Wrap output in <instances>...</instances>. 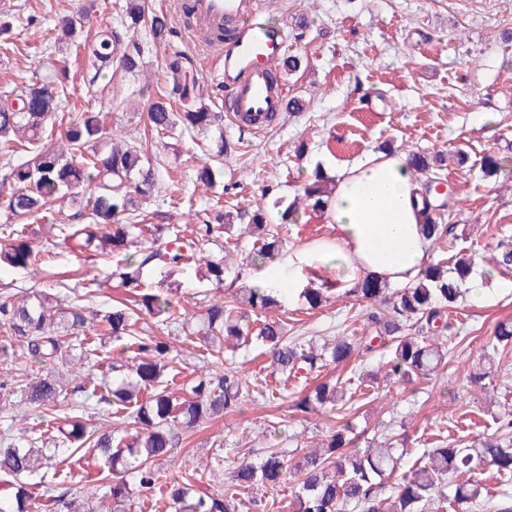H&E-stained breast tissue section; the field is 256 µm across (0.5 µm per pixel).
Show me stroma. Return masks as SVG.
I'll list each match as a JSON object with an SVG mask.
<instances>
[{
    "instance_id": "35a3bbf8",
    "label": "stroma",
    "mask_w": 512,
    "mask_h": 512,
    "mask_svg": "<svg viewBox=\"0 0 512 512\" xmlns=\"http://www.w3.org/2000/svg\"><path fill=\"white\" fill-rule=\"evenodd\" d=\"M26 0H6L16 22L10 34L13 52L0 54V83L11 81L23 89L33 70L49 75L41 63L42 49L53 43L62 17L74 20L78 42L65 46L70 81L59 108V120L79 108L101 112L113 136L127 142L151 140L146 111L127 104L132 91L147 87L149 93L168 89L165 62L172 51L189 52V75L209 92V104L223 107L224 94L207 78L201 63L206 45L192 35L173 0H149L152 12L167 14L175 31L168 44L145 52L139 77L111 69L95 73L93 61L81 48L112 22L113 0H45L36 11ZM269 22L288 35V49L302 58L300 71L286 78V98H298L299 112H281L268 129L241 130L231 122L221 129L191 135L173 130L156 146L166 171L158 175L152 195L142 209L151 224H171L182 235H191L194 224L186 212L193 209L214 217L222 210H273L275 201L290 203L302 191L307 170L319 157H327L338 171L388 145L400 151L444 155L443 173L453 187L450 207L457 247L489 259L499 237L512 236V0H271ZM97 74L88 85L89 74ZM491 122H484V115ZM224 136L236 149L222 164L224 173L212 190H196L194 171L180 160L187 149L206 157L214 136ZM469 155L468 166H459L456 150ZM489 153L505 160L504 170L486 178L480 171ZM71 209L56 202L44 223L28 230L43 253L44 283L64 278L70 270L84 268L95 277L96 305L111 306L127 299L125 289L109 280L113 261H85L65 248L47 225L66 224ZM280 233L286 248L277 260L287 264L288 253L333 233L322 214L304 213L296 224H284ZM251 237L232 230L224 246V283L203 280L195 268L180 270L174 286L161 282L159 272L145 274L149 286L167 296L176 320L169 342L171 356L182 372L171 392L194 378L210 356L191 342L179 321L200 316L206 301H221L238 288L252 286L258 271L251 265ZM483 305L466 302L458 313L464 336L448 355V366L430 380L396 386L363 404L352 418L360 444L376 433L401 436L412 450L434 447L441 441L471 443L494 432L499 418L512 413V350L495 356L484 388L468 384L471 365L496 323L512 317V293L499 294L487 286ZM284 308L289 336L362 335L364 306L330 295L318 309H308L294 298ZM297 380L279 398L247 400L222 418L203 422L188 434L170 458L160 460L167 475L199 479L200 489L220 488L242 463L237 448H309L320 441L329 426L323 415H305L292 405L305 388Z\"/></svg>"
}]
</instances>
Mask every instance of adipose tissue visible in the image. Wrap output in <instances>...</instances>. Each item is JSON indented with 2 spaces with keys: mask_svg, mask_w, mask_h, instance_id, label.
<instances>
[{
  "mask_svg": "<svg viewBox=\"0 0 512 512\" xmlns=\"http://www.w3.org/2000/svg\"><path fill=\"white\" fill-rule=\"evenodd\" d=\"M422 192L406 153H369L341 171L331 188L325 219L334 236L290 253L287 268L263 264L257 287L298 293L317 286L326 269L347 288L366 278L409 283L430 260Z\"/></svg>",
  "mask_w": 512,
  "mask_h": 512,
  "instance_id": "obj_1",
  "label": "adipose tissue"
}]
</instances>
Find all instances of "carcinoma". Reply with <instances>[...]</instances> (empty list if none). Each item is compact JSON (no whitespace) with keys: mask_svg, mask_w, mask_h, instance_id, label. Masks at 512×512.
<instances>
[{"mask_svg":"<svg viewBox=\"0 0 512 512\" xmlns=\"http://www.w3.org/2000/svg\"><path fill=\"white\" fill-rule=\"evenodd\" d=\"M114 23L101 37L87 46L96 63L95 75L87 78L93 85L96 75L113 66L127 74L141 67V57L150 43L172 35L167 18H151L152 42H136L129 30L145 17L146 0H117ZM188 58L180 51L171 56L168 78L171 94L158 93L145 104L147 119L155 138L162 139L176 124L189 132L206 130L219 124L222 115L212 112L187 76ZM70 80L65 66L53 69V77H32L23 90L0 88V157L7 170L0 181V193L9 185L7 207L12 224H0V266L37 271L42 264L36 250L19 225L37 218L60 199L73 209L71 224L57 230L68 249L86 258L101 255L116 257L112 280L134 297L135 307L112 306L87 318L84 302L95 297V280L82 274L56 283L26 290L15 301L0 297V328L17 342L23 353L39 364L66 365L79 359L83 365L82 388L100 395L113 424L90 430L75 414L55 417L47 429L22 428L16 434L4 431L0 448V512H36L35 499H49L55 512H132L135 495H150L168 484L170 512H242L243 501L257 503L258 487L276 488L286 479L295 482L288 512H469L478 505L482 487L463 476L484 467H492L512 479V419L502 421L497 432L470 445L443 443L426 448L407 469L402 470L408 449L397 448L387 439L370 441L364 448L350 437L353 428L348 419L363 395L364 378L320 382L298 400L295 407L305 413H321L334 421L318 448L301 456L298 449L269 448L259 462L240 465L231 481L216 492L200 491L165 473L155 462L168 456L180 444L183 435L205 420L224 416L237 409L252 395L275 398L266 379L251 382L232 367L205 373L186 388L177 399L163 386V376L172 359L165 333L170 329V302L144 281L150 269L170 279L177 270L204 263L203 277L224 284V257L212 256L214 246L224 251L219 238L224 225L247 219L240 233L255 238V257L273 260L282 248L278 225L270 224L261 207L251 213L225 211L218 223L202 221L194 238L183 239L168 224H142L138 211L155 180V167L149 149L140 144L122 145L93 112H73L60 131L63 144L57 148L40 145L60 105L58 89ZM183 104L177 111L171 95ZM412 175L423 174L429 180L440 179L437 165L420 153L409 155ZM330 177L319 170L314 182L303 186L306 206L322 213L328 206ZM431 247L445 250L448 238L445 212L435 208L423 224ZM145 242L139 253L127 255L128 247ZM494 269L512 272V240H502L492 256ZM475 258L460 249L447 258L428 263L402 288L385 281L364 279L354 288L342 290V296L370 301L366 312L365 335L333 336L318 346L305 337L288 341L283 320L270 314L280 308L271 288H240L222 302L207 305L197 326L182 323L188 337L206 346L216 361H223L224 346H248L257 338L271 353L272 374L281 384L300 379L302 374L319 372L328 363H344L353 355H368L387 349L386 378L390 385L428 379L447 365L450 346L456 337L451 330L454 309L469 290L467 280L477 270ZM332 287L328 279L318 288L304 291L311 309L322 306ZM262 311L259 327L251 325L248 313ZM147 315L154 324L142 322ZM97 327V335L114 342L130 341L136 347L131 364L123 369L110 368L112 379L105 381L93 340H84L87 323ZM512 345V318L499 321L493 338L483 349V360L467 376L480 384L488 376L484 362ZM69 383L52 375L32 378L19 391L14 402L17 410L34 406L55 412L71 400ZM99 455L108 476L90 486L84 497L70 493L49 494L46 478L57 476L59 457L69 468L81 467L88 455ZM39 487L42 494L31 491Z\"/></svg>","mask_w":512,"mask_h":512,"instance_id":"cac0c4a2","label":"carcinoma"}]
</instances>
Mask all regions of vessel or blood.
<instances>
[{
    "mask_svg": "<svg viewBox=\"0 0 512 512\" xmlns=\"http://www.w3.org/2000/svg\"><path fill=\"white\" fill-rule=\"evenodd\" d=\"M192 7L197 33L224 23L235 26L232 40L210 45L209 69L222 80L231 122L249 118L262 127L266 114L283 108L285 86L271 77L288 48L284 31L267 22V0H193Z\"/></svg>",
    "mask_w": 512,
    "mask_h": 512,
    "instance_id": "obj_1",
    "label": "vessel or blood"
}]
</instances>
